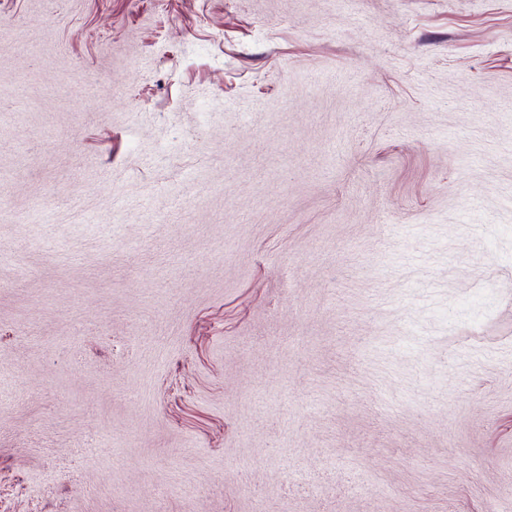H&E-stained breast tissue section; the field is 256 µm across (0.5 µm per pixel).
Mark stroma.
<instances>
[{
  "instance_id": "1",
  "label": "stroma",
  "mask_w": 512,
  "mask_h": 512,
  "mask_svg": "<svg viewBox=\"0 0 512 512\" xmlns=\"http://www.w3.org/2000/svg\"><path fill=\"white\" fill-rule=\"evenodd\" d=\"M0 512H512V0H0Z\"/></svg>"
}]
</instances>
